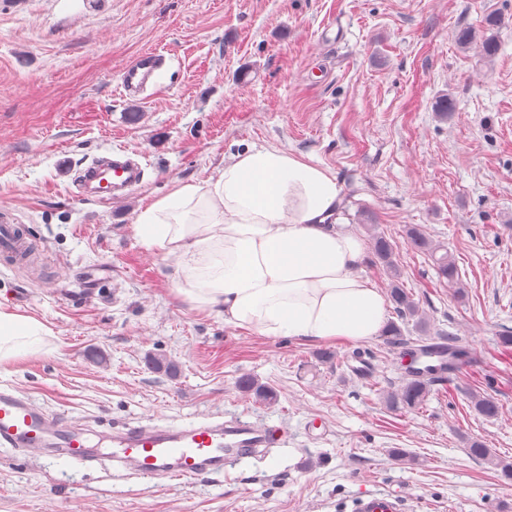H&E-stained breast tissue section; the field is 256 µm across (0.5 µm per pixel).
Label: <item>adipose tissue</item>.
Returning <instances> with one entry per match:
<instances>
[{"instance_id":"adipose-tissue-1","label":"adipose tissue","mask_w":512,"mask_h":512,"mask_svg":"<svg viewBox=\"0 0 512 512\" xmlns=\"http://www.w3.org/2000/svg\"><path fill=\"white\" fill-rule=\"evenodd\" d=\"M341 191L330 168L252 146L217 176L148 203L134 228L195 309L303 345L359 344L380 335L387 305L362 274L368 248L341 214ZM45 333L0 308V361Z\"/></svg>"}]
</instances>
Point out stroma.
Returning a JSON list of instances; mask_svg holds the SVG:
<instances>
[{
	"label": "stroma",
	"mask_w": 512,
	"mask_h": 512,
	"mask_svg": "<svg viewBox=\"0 0 512 512\" xmlns=\"http://www.w3.org/2000/svg\"><path fill=\"white\" fill-rule=\"evenodd\" d=\"M490 14L503 19L498 54L460 48L458 30L485 35ZM146 50L168 63L134 100L120 74ZM446 96L457 108L444 117ZM250 146L335 172L346 222L361 231L367 211L389 237L431 336L479 352L478 390L497 418L473 409L466 384L392 413L385 395L407 358L381 339L331 345L325 364L317 346L241 330L178 296L137 214ZM112 154L137 160L143 183L107 202L74 194L73 169ZM1 206L37 253L0 259V305L48 334L0 363V382L97 430L241 415L285 441L189 484L115 481L0 448V512H351L369 491L414 512H512V481L465 451L479 438L512 462V381L495 356L499 330H512V0H0ZM410 224L456 258L460 290L408 248ZM356 350L362 375L347 363ZM156 355L178 373L152 370ZM244 375L276 400L243 395Z\"/></svg>",
	"instance_id": "obj_1"
}]
</instances>
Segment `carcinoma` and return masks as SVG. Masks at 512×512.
<instances>
[{"label": "carcinoma", "mask_w": 512, "mask_h": 512, "mask_svg": "<svg viewBox=\"0 0 512 512\" xmlns=\"http://www.w3.org/2000/svg\"><path fill=\"white\" fill-rule=\"evenodd\" d=\"M458 44L467 49L478 45L483 54L489 58L498 51L497 42L491 37L478 39L470 28H462L457 33ZM371 238L372 258L370 264L381 268L388 279V297L393 305L397 320L386 323L382 332L384 344L390 349H398L406 345L402 326L415 321V326L421 337L416 344L405 351L409 356V363L405 368V375L400 387L387 395L386 405L394 412L419 411L426 404L432 387L437 384L451 382L458 376L462 366L471 368L470 379L474 382L481 377V360L477 353L469 351L458 344V338L448 336L439 342L431 341L429 324L420 313L419 302L403 284L401 271L395 260V251L392 243L385 234L377 232L372 225H366ZM407 245L416 252L430 257L436 268L440 281L452 288L458 285L460 269L453 255L447 249L434 242L418 226L412 225L405 230ZM497 352L502 364L512 369V331L502 330L498 333L496 342ZM237 388L246 395H253L261 401L274 399V392L258 383L251 376H242L237 381ZM471 403L475 411L486 418H495L499 415V406L489 398L477 391L470 394ZM466 453L479 461H487L501 468L502 474L512 478V463H506L495 458L491 449L487 448L481 440H471L465 448Z\"/></svg>", "instance_id": "carcinoma-1"}]
</instances>
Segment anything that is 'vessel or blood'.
Wrapping results in <instances>:
<instances>
[{"label":"vessel or blood","mask_w":512,"mask_h":512,"mask_svg":"<svg viewBox=\"0 0 512 512\" xmlns=\"http://www.w3.org/2000/svg\"><path fill=\"white\" fill-rule=\"evenodd\" d=\"M165 64L166 58L159 52L140 53L120 75L123 90L132 98L142 96L155 84ZM142 178L141 165L115 156L80 169L75 182L81 194L106 202L137 186ZM24 245L20 225L9 211L0 210V253L18 251ZM276 442L273 432L241 418H207L179 428L128 425L97 441L89 427L50 424L45 410L29 397L0 388L1 447L19 452L45 448L82 465H110L128 479L190 483L223 472L226 464L274 447ZM354 512L411 510L402 496L369 492L355 500Z\"/></svg>","instance_id":"1"}]
</instances>
